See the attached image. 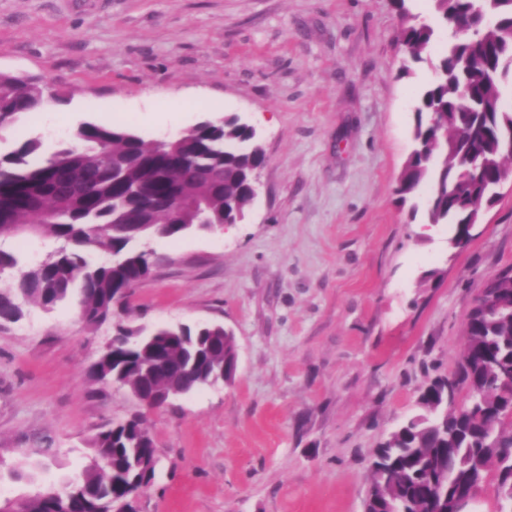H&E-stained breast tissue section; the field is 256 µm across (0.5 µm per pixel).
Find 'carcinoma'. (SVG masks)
Listing matches in <instances>:
<instances>
[{
    "mask_svg": "<svg viewBox=\"0 0 512 512\" xmlns=\"http://www.w3.org/2000/svg\"><path fill=\"white\" fill-rule=\"evenodd\" d=\"M440 27L418 24L406 0H394L401 19V70L426 60L437 36L448 39L435 78L413 109V149L397 193L405 202L423 187L429 224H465L472 207L493 202L492 185L512 162V0H433ZM482 31L479 38L461 26ZM54 96L38 78L0 73V125L42 110ZM252 134L236 116L206 120L172 141H146L124 125L82 123L58 150L41 157L43 141L24 138L0 154V240L41 236L54 242L45 258L24 264L0 247V322L23 316L24 306L51 309L75 296L82 319L96 326L112 317L122 290L148 278L154 250L131 247L142 237L173 239L236 221L251 202L247 173L264 166ZM486 287L512 302V268ZM458 369L420 389L421 413L404 420L374 448L366 512H448V498L464 484L501 486L512 477V311L475 307ZM237 349L221 324L169 326L148 334L121 322L109 353L95 368L135 395L185 392L211 385L208 371L235 378ZM469 383L475 403L455 407L448 389ZM92 463L77 478L50 484L24 499L23 512H112L151 469L152 434L142 416L104 425L91 439Z\"/></svg>",
    "mask_w": 512,
    "mask_h": 512,
    "instance_id": "1",
    "label": "carcinoma"
}]
</instances>
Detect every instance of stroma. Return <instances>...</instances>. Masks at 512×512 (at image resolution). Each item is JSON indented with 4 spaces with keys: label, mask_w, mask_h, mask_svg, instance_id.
<instances>
[{
    "label": "stroma",
    "mask_w": 512,
    "mask_h": 512,
    "mask_svg": "<svg viewBox=\"0 0 512 512\" xmlns=\"http://www.w3.org/2000/svg\"><path fill=\"white\" fill-rule=\"evenodd\" d=\"M392 0H0V72L63 96L0 128L61 147L122 116L144 140L237 115L266 154L241 223L154 240L133 326L219 323L236 378L141 411L90 366L112 322L73 303L0 323V499L78 476L89 439L143 412L157 447L136 512H364L368 456L455 371L486 280L512 267V183L461 250L425 194L400 204L413 103ZM26 475H12L20 459Z\"/></svg>",
    "instance_id": "obj_1"
}]
</instances>
